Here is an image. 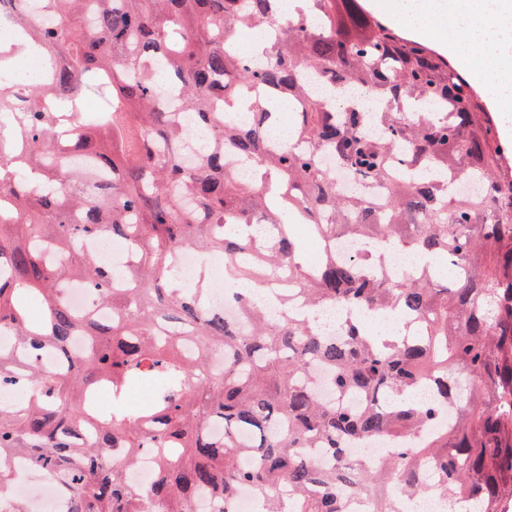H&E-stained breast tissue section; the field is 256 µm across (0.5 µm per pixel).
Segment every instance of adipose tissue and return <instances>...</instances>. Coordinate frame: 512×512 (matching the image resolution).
Returning a JSON list of instances; mask_svg holds the SVG:
<instances>
[{"label": "adipose tissue", "mask_w": 512, "mask_h": 512, "mask_svg": "<svg viewBox=\"0 0 512 512\" xmlns=\"http://www.w3.org/2000/svg\"><path fill=\"white\" fill-rule=\"evenodd\" d=\"M391 21L428 40L453 58L476 83L491 87L502 116L512 115V0H384Z\"/></svg>", "instance_id": "1"}]
</instances>
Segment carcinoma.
Instances as JSON below:
<instances>
[{"mask_svg": "<svg viewBox=\"0 0 512 512\" xmlns=\"http://www.w3.org/2000/svg\"><path fill=\"white\" fill-rule=\"evenodd\" d=\"M303 1L0 0L22 33L0 42V72L33 50L50 70L27 95L0 78V113L17 125L0 136V330L16 336L0 345V386L25 389L0 407V492L20 457L61 476L68 512H191L198 496L232 512L246 488L266 495L267 512H344L342 489L369 495L373 512H398L393 485L441 491L476 512L512 508V143L448 58L360 0ZM258 27L261 47L238 53L234 35ZM307 73L384 107L370 115L316 101ZM162 83L176 87V103L160 99ZM299 98L288 129L309 148H270L269 102ZM408 101L437 112L412 118ZM241 107L245 123L234 117ZM228 152L250 158L256 177L240 178ZM324 152L385 186L384 212L345 192ZM457 177L488 192L461 197ZM302 224L327 244L343 235L414 252L423 269L369 281L371 253H325L310 266ZM104 232L131 241L135 287H114L112 269L78 248ZM179 250L221 258L224 272L258 286L286 273L313 309L397 311L423 332L390 341L352 318L327 335L307 319L270 318L246 293L235 296L242 328L206 309ZM67 281L99 296L112 321L71 315ZM77 334L86 348L76 355ZM46 349L69 359L66 373L38 364ZM314 370L331 398L314 388ZM426 382L437 399L415 398ZM142 385L154 390L150 405L127 407ZM100 386L110 410L94 399ZM348 439L397 448L367 467L344 454ZM110 448L126 455L106 466ZM312 448L328 450L330 465H316ZM145 453L154 479L134 487L126 473Z\"/></svg>", "mask_w": 512, "mask_h": 512, "instance_id": "cac0c4a2", "label": "carcinoma"}]
</instances>
